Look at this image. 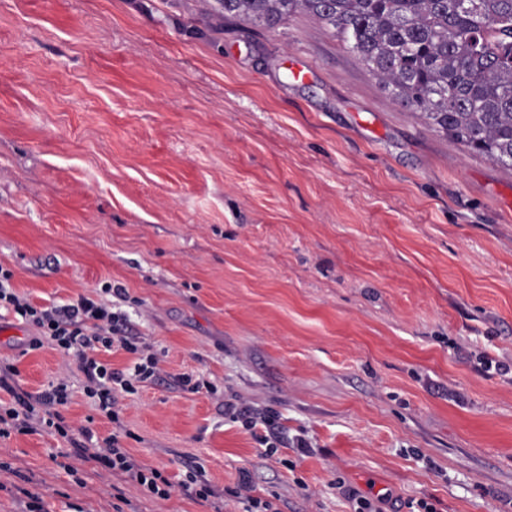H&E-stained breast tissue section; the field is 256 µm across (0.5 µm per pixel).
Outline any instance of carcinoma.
<instances>
[{"label":"carcinoma","mask_w":512,"mask_h":512,"mask_svg":"<svg viewBox=\"0 0 512 512\" xmlns=\"http://www.w3.org/2000/svg\"><path fill=\"white\" fill-rule=\"evenodd\" d=\"M273 26L305 10L336 29L403 106L512 167V0H220Z\"/></svg>","instance_id":"cac0c4a2"}]
</instances>
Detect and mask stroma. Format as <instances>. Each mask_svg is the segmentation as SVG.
<instances>
[{
  "mask_svg": "<svg viewBox=\"0 0 512 512\" xmlns=\"http://www.w3.org/2000/svg\"><path fill=\"white\" fill-rule=\"evenodd\" d=\"M0 266L39 307L105 299L158 360L115 424L0 314V360L31 393L67 382L73 437L123 427L175 483L249 471L278 512H354L351 488L384 512H512V169L305 11L270 27L219 0H0ZM234 397L308 452L264 458L224 416ZM67 446L0 438V512L245 510L144 496Z\"/></svg>",
  "mask_w": 512,
  "mask_h": 512,
  "instance_id": "1",
  "label": "stroma"
}]
</instances>
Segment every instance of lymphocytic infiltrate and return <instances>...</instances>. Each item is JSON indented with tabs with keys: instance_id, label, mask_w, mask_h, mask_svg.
I'll list each match as a JSON object with an SVG mask.
<instances>
[{
	"instance_id": "f902f5d3",
	"label": "lymphocytic infiltrate",
	"mask_w": 512,
	"mask_h": 512,
	"mask_svg": "<svg viewBox=\"0 0 512 512\" xmlns=\"http://www.w3.org/2000/svg\"><path fill=\"white\" fill-rule=\"evenodd\" d=\"M10 270L0 268V307L11 310L15 316L34 326L39 336L31 342L32 349L42 347L44 341H51L62 353H75L77 367L85 377L88 397L96 399L98 408L112 423H119L118 392H133L134 381H146L158 374V360L148 353L134 337L121 335L120 319L112 313L105 302L91 297L78 296L73 303L63 306L38 307L30 300L17 294L10 281ZM120 347L137 355L133 376L112 369L97 359L100 350ZM18 370L14 364H0V390L12 397L11 403L0 404V438L9 436L11 431H29L40 426L51 434L67 437L68 427L61 415L60 406L68 402V385L58 381L48 389L32 394L17 386ZM224 414L232 421L241 423L248 432L264 428V435L258 441L264 445L265 456H274L278 451L275 421L271 414L260 411L247 401L232 398L224 402ZM121 432H113L100 448L87 452L80 442H73L75 454H91L93 460L105 471L121 473L139 485L148 495L161 499L168 498L174 487L198 500H209L215 491L204 478L201 466L188 470L180 485L173 483L162 472L138 463L123 447Z\"/></svg>"
}]
</instances>
